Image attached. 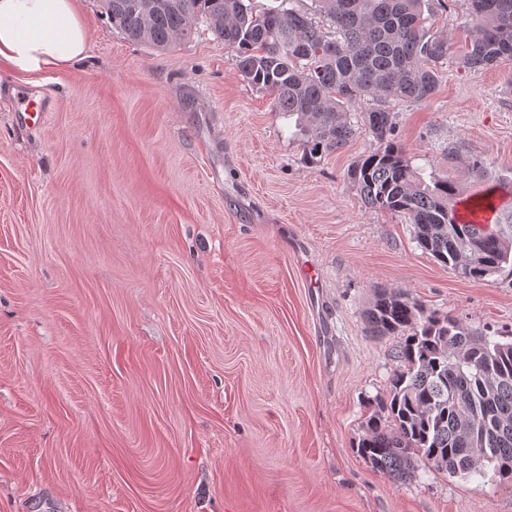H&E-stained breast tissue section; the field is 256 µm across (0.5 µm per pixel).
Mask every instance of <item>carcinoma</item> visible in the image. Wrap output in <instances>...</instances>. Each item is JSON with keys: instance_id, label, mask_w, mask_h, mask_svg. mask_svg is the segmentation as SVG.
I'll return each mask as SVG.
<instances>
[{"instance_id": "carcinoma-1", "label": "carcinoma", "mask_w": 512, "mask_h": 512, "mask_svg": "<svg viewBox=\"0 0 512 512\" xmlns=\"http://www.w3.org/2000/svg\"><path fill=\"white\" fill-rule=\"evenodd\" d=\"M102 0L112 27L129 40L165 49L189 41L206 21L236 53L245 81L296 118L311 159L343 149L356 133L350 113L379 143L348 171L364 203L400 213L419 246L461 277L483 281L512 259V231L460 224L459 186L412 167L395 141L391 101L421 103L438 84L448 39L425 28V0H313L314 10L265 8L257 0ZM472 39L463 63L474 69L512 58V0H471ZM374 336H399L387 417H375L359 448L394 479L418 464L450 474L483 475L466 448H486L495 475L512 481V342L466 327L452 314L427 312L401 291H380L366 312Z\"/></svg>"}]
</instances>
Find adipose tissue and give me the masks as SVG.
Here are the masks:
<instances>
[{"label": "adipose tissue", "instance_id": "ef3b65f1", "mask_svg": "<svg viewBox=\"0 0 512 512\" xmlns=\"http://www.w3.org/2000/svg\"><path fill=\"white\" fill-rule=\"evenodd\" d=\"M88 29L76 0H0V64L20 73L86 58Z\"/></svg>", "mask_w": 512, "mask_h": 512}]
</instances>
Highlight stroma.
<instances>
[{
  "label": "stroma",
  "instance_id": "1",
  "mask_svg": "<svg viewBox=\"0 0 512 512\" xmlns=\"http://www.w3.org/2000/svg\"><path fill=\"white\" fill-rule=\"evenodd\" d=\"M77 3L82 64L0 69V512H512L494 474L403 482L357 450L401 343L367 329L377 291L507 335L512 266L462 278L367 207L348 177L367 128L309 163L206 23L158 50ZM468 13L429 0L451 48L434 94L395 105L396 137L503 218L512 59L463 64ZM24 91L52 100L37 124Z\"/></svg>",
  "mask_w": 512,
  "mask_h": 512
}]
</instances>
